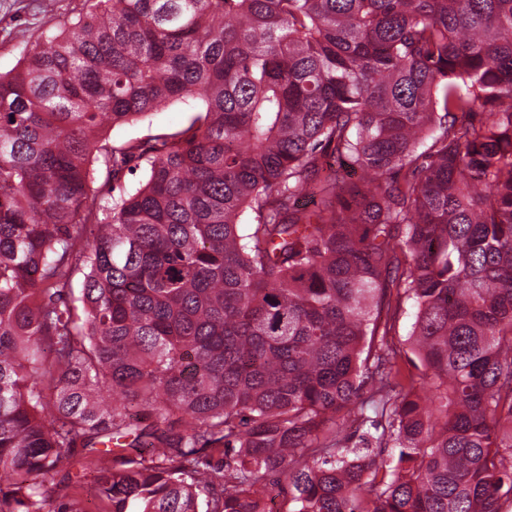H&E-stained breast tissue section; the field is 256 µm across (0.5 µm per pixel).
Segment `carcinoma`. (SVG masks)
Instances as JSON below:
<instances>
[{"mask_svg":"<svg viewBox=\"0 0 512 512\" xmlns=\"http://www.w3.org/2000/svg\"><path fill=\"white\" fill-rule=\"evenodd\" d=\"M100 153L145 164L108 208ZM77 466L109 512H501L512 0H94L0 75V512ZM188 106L174 104L141 121L111 129L101 143L106 149L120 147L131 139H148L157 135L168 134L188 126L196 112H187ZM414 311L415 310L412 308L411 303L409 302L406 306V314L403 315L389 336H386L385 342L388 344V346L396 350L401 355L403 368L415 375V379L418 381L417 385L419 386L421 379L418 375L422 373L423 368L421 367L418 359L412 354L409 340V334L412 330V324L414 322ZM410 360H413L419 369H416Z\"/></svg>","mask_w":512,"mask_h":512,"instance_id":"obj_1","label":"carcinoma"}]
</instances>
